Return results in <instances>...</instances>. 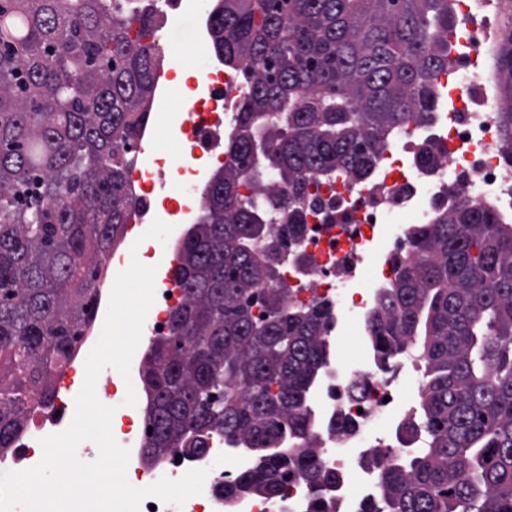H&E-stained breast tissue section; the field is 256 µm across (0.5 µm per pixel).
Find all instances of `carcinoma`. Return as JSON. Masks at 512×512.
Returning <instances> with one entry per match:
<instances>
[{
  "instance_id": "carcinoma-1",
  "label": "carcinoma",
  "mask_w": 512,
  "mask_h": 512,
  "mask_svg": "<svg viewBox=\"0 0 512 512\" xmlns=\"http://www.w3.org/2000/svg\"><path fill=\"white\" fill-rule=\"evenodd\" d=\"M453 0H217L214 54L246 69L228 166L178 244L184 295L150 341L141 379L152 434L143 456H201L223 438L256 460L214 486L278 500L308 481L332 512L336 472L288 440L312 422L329 303L293 305L278 281L297 250L312 177L366 176L402 125L429 123L458 32ZM0 452L54 405L98 298L97 262L138 206L135 140L163 50L132 0H0ZM512 92V35L499 53ZM271 146L248 172L253 143ZM246 188L249 193H242ZM276 203L281 223L260 224ZM370 317L383 370L414 348L423 389L395 431L380 494L361 512H512V222L461 202L413 224Z\"/></svg>"
}]
</instances>
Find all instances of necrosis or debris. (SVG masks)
<instances>
[{"label":"necrosis or debris","instance_id":"obj_1","mask_svg":"<svg viewBox=\"0 0 512 512\" xmlns=\"http://www.w3.org/2000/svg\"><path fill=\"white\" fill-rule=\"evenodd\" d=\"M455 2L466 33L455 42L454 64L445 79V95L434 121L425 126L408 125L384 150L370 177L339 173L316 180L310 193L322 205L308 209L300 240L306 270L297 272L291 264L280 270L289 285L290 303L310 305L327 299L335 309V322L326 337L327 366L312 394L314 420L307 438L315 444L320 463L337 474L331 495L336 512H360L366 502L377 499V470L368 459L387 442L377 434L376 425H393L404 414L403 384L412 383L417 389L422 386L415 378L416 365L408 358H400L394 371L385 373L366 345L351 353L343 348L344 337L367 335L378 293L394 277L393 258L412 254L408 226L396 223V216L407 214L413 223L430 224L438 212L468 201L492 207L502 219L512 220V137L506 136L502 125L505 97L496 62V50L505 34L499 0ZM188 90V120H179L168 111L167 87L162 84L155 106L150 107L138 131L142 142L162 130L181 141L188 154L181 184L175 187L167 180V170L174 167L167 158L157 157L136 168L139 206L131 223L142 224L148 216L168 211L178 194L185 199L179 206L181 218L190 220L187 201L199 193L193 165L215 154L223 134L234 131L248 80L244 70H228L221 59L211 58L203 74L192 76ZM428 143L438 155L437 164L431 167L423 166L418 158L419 149ZM108 301V293H100L94 314L83 326L62 373L69 381L70 394L79 392L84 362L100 337ZM102 375L107 385L105 396L117 407L118 418L125 421L116 439L131 450L129 483L150 485L164 476L175 479L191 468L209 471L202 494L189 498L183 507L149 497L142 501L140 512H224L223 498L213 491L215 484L252 470L253 457L237 466L216 465L218 454L229 450L220 440L194 459L146 464L142 453L146 424L121 409L122 396L114 389L111 370H103ZM354 384L362 387V395L351 393ZM338 415L352 421L355 432L334 429L332 421ZM63 429L60 415H42L37 432L23 435L11 454L0 456V471L35 465L42 456L40 438ZM309 501L307 481L292 478L285 484L282 499L243 496L236 501V512H308Z\"/></svg>","mask_w":512,"mask_h":512}]
</instances>
